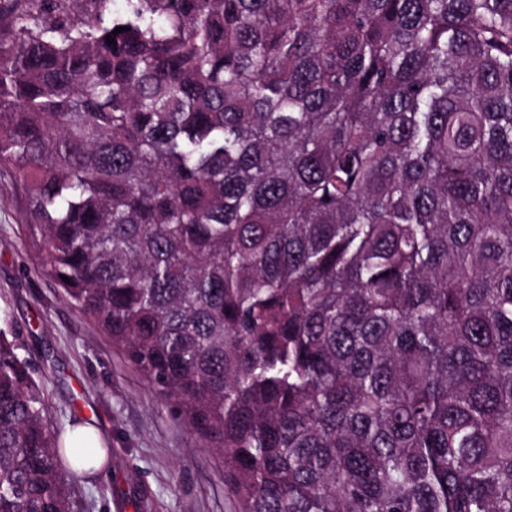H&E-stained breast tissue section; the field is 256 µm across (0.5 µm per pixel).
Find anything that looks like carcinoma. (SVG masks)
I'll return each instance as SVG.
<instances>
[{
    "label": "carcinoma",
    "instance_id": "carcinoma-1",
    "mask_svg": "<svg viewBox=\"0 0 512 512\" xmlns=\"http://www.w3.org/2000/svg\"><path fill=\"white\" fill-rule=\"evenodd\" d=\"M3 167L238 512H512V0H0ZM46 411L0 336V512Z\"/></svg>",
    "mask_w": 512,
    "mask_h": 512
}]
</instances>
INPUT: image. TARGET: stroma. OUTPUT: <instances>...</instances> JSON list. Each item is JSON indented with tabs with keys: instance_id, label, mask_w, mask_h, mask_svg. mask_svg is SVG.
<instances>
[{
	"instance_id": "stroma-1",
	"label": "stroma",
	"mask_w": 512,
	"mask_h": 512,
	"mask_svg": "<svg viewBox=\"0 0 512 512\" xmlns=\"http://www.w3.org/2000/svg\"><path fill=\"white\" fill-rule=\"evenodd\" d=\"M24 192L0 169V335L14 340L48 401V422L91 424L111 462L65 472L73 512H237L224 461L41 270Z\"/></svg>"
}]
</instances>
